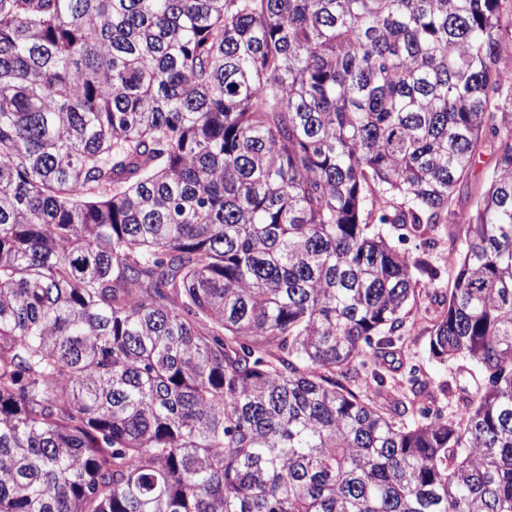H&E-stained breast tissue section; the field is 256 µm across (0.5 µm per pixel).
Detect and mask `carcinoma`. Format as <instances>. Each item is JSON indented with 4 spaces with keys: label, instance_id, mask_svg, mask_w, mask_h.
<instances>
[{
    "label": "carcinoma",
    "instance_id": "carcinoma-1",
    "mask_svg": "<svg viewBox=\"0 0 512 512\" xmlns=\"http://www.w3.org/2000/svg\"><path fill=\"white\" fill-rule=\"evenodd\" d=\"M506 43L512 0H0V512H512ZM441 226L451 418L383 374ZM483 162L479 163L475 170L468 176L457 189L455 194V207L464 214H469L479 197L482 189L488 181L489 174L493 168L489 156H483Z\"/></svg>",
    "mask_w": 512,
    "mask_h": 512
}]
</instances>
